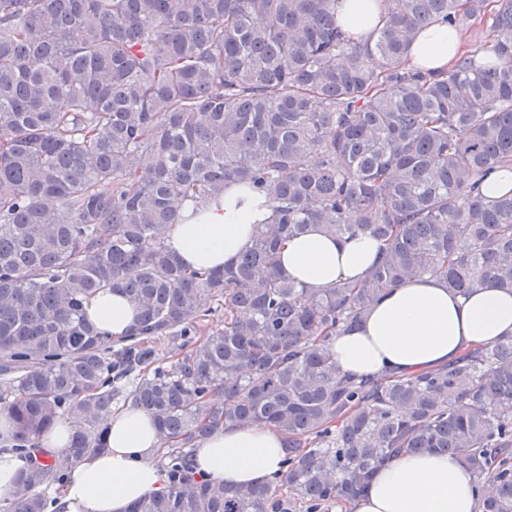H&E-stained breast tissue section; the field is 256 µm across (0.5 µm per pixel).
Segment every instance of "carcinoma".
<instances>
[{"mask_svg": "<svg viewBox=\"0 0 512 512\" xmlns=\"http://www.w3.org/2000/svg\"><path fill=\"white\" fill-rule=\"evenodd\" d=\"M336 3L0 0V455L24 461L0 512H45L65 474L40 434L65 415L69 457L99 453L120 401L169 459L167 491L129 512H332L402 450L458 457L479 512H512V338L365 380L328 347L421 276L512 289V190L481 189L512 164V0H386L364 43ZM440 20L483 46L445 75L402 66ZM232 182L262 190L272 222L224 268L190 271L165 230ZM311 224L372 237L381 261L299 286L280 249ZM105 290L140 319L115 352L83 316ZM253 425L287 442L278 481L195 476L201 441Z\"/></svg>", "mask_w": 512, "mask_h": 512, "instance_id": "carcinoma-1", "label": "carcinoma"}]
</instances>
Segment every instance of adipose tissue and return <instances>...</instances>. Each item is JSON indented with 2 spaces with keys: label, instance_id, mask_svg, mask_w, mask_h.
<instances>
[{
  "label": "adipose tissue",
  "instance_id": "obj_1",
  "mask_svg": "<svg viewBox=\"0 0 512 512\" xmlns=\"http://www.w3.org/2000/svg\"><path fill=\"white\" fill-rule=\"evenodd\" d=\"M382 0H339L336 19L346 37L367 40L378 28ZM465 32L445 22L420 31L405 64L434 74L453 68L466 45ZM266 196L232 183L222 196L183 210L166 241L194 270L223 267L250 243L255 225L270 221ZM379 256V244L360 235L342 240L321 227L286 241L281 267L299 285L316 291L360 279ZM90 323L119 341L138 325L134 306L117 291L92 297ZM512 335V292L488 286L463 297L438 279L423 276L391 288L351 332L333 336L330 351L342 373L357 377L411 375L456 359L469 346ZM108 447L85 456L51 499L50 512H126L134 502L163 493L167 474L161 441L151 418L127 406L107 421ZM288 456L285 440L269 427H228L205 439L193 455V471L228 485L277 480ZM347 512H478L473 480L457 458L404 452L381 465Z\"/></svg>",
  "mask_w": 512,
  "mask_h": 512
}]
</instances>
